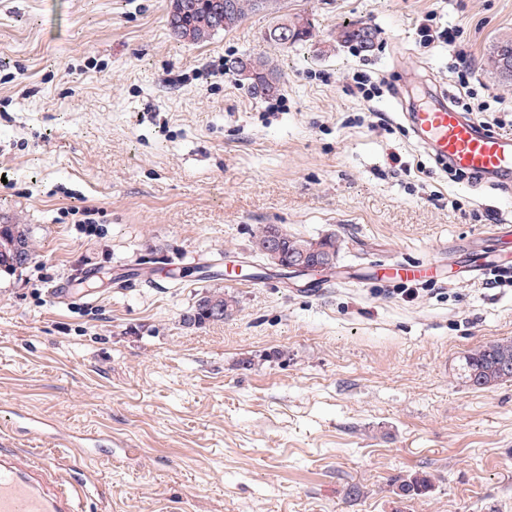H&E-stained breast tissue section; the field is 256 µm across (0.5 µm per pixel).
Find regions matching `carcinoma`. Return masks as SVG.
<instances>
[{"instance_id": "cac0c4a2", "label": "carcinoma", "mask_w": 512, "mask_h": 512, "mask_svg": "<svg viewBox=\"0 0 512 512\" xmlns=\"http://www.w3.org/2000/svg\"><path fill=\"white\" fill-rule=\"evenodd\" d=\"M281 0H171L167 23L172 33L193 43L207 41L219 31L228 32L238 27L249 15L265 13L274 16L273 25L265 32V40L278 48H288L307 41L312 36L313 25L306 22L304 12L281 13ZM291 36V42L280 39V33ZM368 27L338 30L336 39L341 42L364 41L371 38ZM259 71L250 76L237 71L241 79L247 81L257 94L274 95L264 92L266 85L258 73H275L272 62L267 58H256ZM282 234L287 256L310 253L318 247L337 250L336 239H303L293 237L274 224H266L255 237L254 247L258 254L265 256L270 238ZM34 256L29 228L25 224L0 225V270L14 271L28 264ZM237 305L231 295L221 291L208 293L198 299L195 306L183 316L186 325H202L209 322H222ZM463 372L470 386L490 389L512 382V341L494 342L480 345L464 356ZM431 482L428 476L416 474L399 486L401 495L414 496L425 493Z\"/></svg>"}]
</instances>
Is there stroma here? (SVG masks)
Here are the masks:
<instances>
[{
	"label": "stroma",
	"instance_id": "obj_1",
	"mask_svg": "<svg viewBox=\"0 0 512 512\" xmlns=\"http://www.w3.org/2000/svg\"><path fill=\"white\" fill-rule=\"evenodd\" d=\"M284 2L314 25L288 50L264 14L194 44L170 0H0V224L35 246L0 271V449L82 467L103 490L85 512H512V382L459 375L512 340V287L454 271L512 268L486 237L512 225V185L449 173L400 106L455 89L450 53L416 34L437 8L512 135L491 64L512 0ZM348 24L372 45L337 42ZM244 55L277 67L274 117L228 68ZM355 70L389 89L365 105ZM265 224L335 236V269L283 278L255 255ZM422 261L439 275L419 296L383 275ZM215 289L232 316L185 327ZM20 413L111 438L115 458L19 436ZM414 474L430 488L402 496Z\"/></svg>",
	"mask_w": 512,
	"mask_h": 512
}]
</instances>
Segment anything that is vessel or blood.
I'll return each instance as SVG.
<instances>
[{"label":"vessel or blood","instance_id":"1","mask_svg":"<svg viewBox=\"0 0 512 512\" xmlns=\"http://www.w3.org/2000/svg\"><path fill=\"white\" fill-rule=\"evenodd\" d=\"M409 118L416 139L437 158L512 181V136L485 132L442 95L415 106ZM99 492L96 483L57 463L0 453V512H82L84 501Z\"/></svg>","mask_w":512,"mask_h":512}]
</instances>
